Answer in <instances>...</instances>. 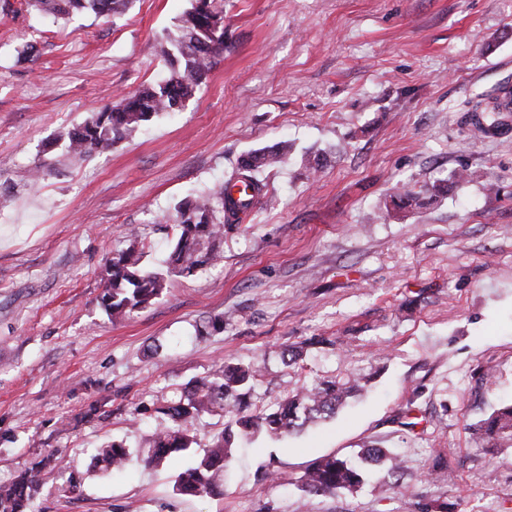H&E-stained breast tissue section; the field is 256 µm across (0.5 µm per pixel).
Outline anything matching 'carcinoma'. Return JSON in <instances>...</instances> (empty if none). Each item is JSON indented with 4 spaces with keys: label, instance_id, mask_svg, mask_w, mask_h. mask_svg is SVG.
I'll return each instance as SVG.
<instances>
[{
    "label": "carcinoma",
    "instance_id": "carcinoma-1",
    "mask_svg": "<svg viewBox=\"0 0 512 512\" xmlns=\"http://www.w3.org/2000/svg\"><path fill=\"white\" fill-rule=\"evenodd\" d=\"M129 0H30V5L57 15L74 10L90 11L97 16H109L127 7ZM224 22V11L217 0H190L188 8L176 26V32L166 40L160 53L169 67L168 77L161 83L145 87L125 96L120 103L94 113L83 125L67 133V153L87 157L112 149V146L144 123L161 113L178 112L194 95L203 78L224 51V38L217 40L210 30ZM482 131L498 134L505 131L498 112H482L471 117ZM287 155L286 147L250 156V163L238 169L237 176L245 187L261 194L265 184L256 172L274 167ZM465 169H457L448 177L431 183H406L390 195V208H419L448 189L466 181ZM252 201L230 205L224 186L218 185L203 199L179 204L174 224V238L169 265L180 276H192L223 257L224 231L232 230L249 210ZM136 233L129 235V245L112 255L107 267V284L102 296L105 312L121 321L146 309L159 298L167 286L166 274L141 264L143 249ZM333 345L325 337H313L291 346L283 352L285 364L296 363L309 345ZM261 367L254 362L232 358L185 387L165 407L161 414L166 424L155 431L149 441L147 456L142 462L159 466L169 457L187 451L195 443L192 431L204 415L222 414L224 429L217 433L209 448L181 471L174 490L186 496H224V468L231 462L236 442L257 435L283 436L303 429L318 419L331 418L350 395L363 388L361 379L322 380L296 394L288 396L273 408L246 412ZM475 442L491 444L493 448H512V405H504L476 425ZM97 465L104 471L121 473L134 461L130 448L112 441L97 449ZM74 466L64 456H48L30 470L18 475L10 484H0V512H31V505L43 486L42 471H63ZM373 466H385L393 476L404 471L403 460L379 442L360 447L356 459H341L334 455L315 459L300 478L301 490L309 496L352 493L360 488Z\"/></svg>",
    "mask_w": 512,
    "mask_h": 512
}]
</instances>
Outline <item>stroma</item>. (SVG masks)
Returning a JSON list of instances; mask_svg holds the SVG:
<instances>
[{
    "label": "stroma",
    "instance_id": "35a3bbf8",
    "mask_svg": "<svg viewBox=\"0 0 512 512\" xmlns=\"http://www.w3.org/2000/svg\"><path fill=\"white\" fill-rule=\"evenodd\" d=\"M220 3L224 54L184 109L75 160L68 131L167 77L160 45L189 0L64 19L0 0V482L55 451L76 469L46 475L32 512H512V448L471 434L512 403V130L468 119L478 94L512 87V0ZM285 142L223 260L112 322L105 265L129 230L143 265L165 269L179 203ZM461 167L469 183L376 220L398 182ZM314 336L335 348L286 366L283 350ZM228 357L260 362L257 410L350 374L369 389L245 445L220 499L174 491L184 455L95 467L104 442L144 449L161 407ZM409 408L412 430L397 422ZM376 441L406 461L401 492L378 467L353 493L300 490L312 460ZM440 451L444 482L428 477ZM267 466L275 480H259Z\"/></svg>",
    "mask_w": 512,
    "mask_h": 512
}]
</instances>
